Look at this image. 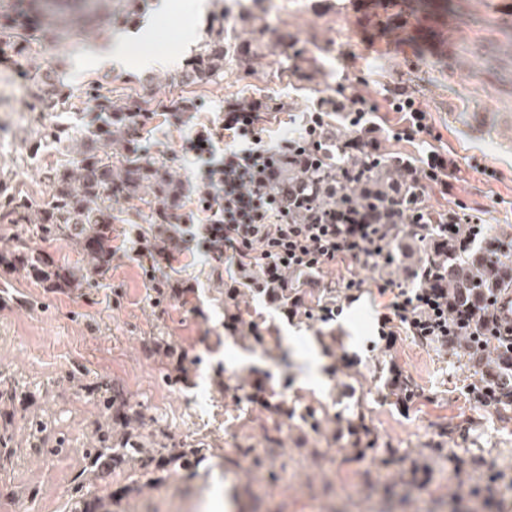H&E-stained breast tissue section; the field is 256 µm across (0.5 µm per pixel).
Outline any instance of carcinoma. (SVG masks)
<instances>
[{
    "instance_id": "1",
    "label": "carcinoma",
    "mask_w": 512,
    "mask_h": 512,
    "mask_svg": "<svg viewBox=\"0 0 512 512\" xmlns=\"http://www.w3.org/2000/svg\"><path fill=\"white\" fill-rule=\"evenodd\" d=\"M99 0H7L0 3V53L23 55L34 39L53 40L74 20L87 26L95 16ZM224 23L211 29L202 50L183 68L180 78L188 83H208L224 76ZM93 115L88 133L72 134L69 127L55 125L48 132L67 152V161L46 172L52 186L49 198L37 200L20 193H9L0 183V256L10 267L33 276L46 288H90L112 269L117 250L113 245L112 223L145 219L139 236L140 246H183L185 232L175 215L184 197L185 187L162 161L154 159L141 141L142 129L154 118L156 110L131 97L114 98L98 82L86 84L83 91ZM37 105L48 104L61 112L74 108L70 92L51 79L31 89ZM329 148L319 155L310 169L297 170L290 177L304 183L326 208L339 206L347 194L341 181L343 168L365 169L379 191L410 185L403 165L367 153L347 156L343 151L345 134L341 129L329 131ZM139 202L133 212L121 218L114 214V204ZM454 242L435 249L428 245L434 232L421 231L409 224L396 225L386 243H401L403 238H416L427 243L420 267L433 266L448 277L449 293L455 303L481 316L488 298L512 287V270L492 261L483 244L470 237V225H459ZM44 241H64L77 254V259L62 266L48 264L45 252L31 245V236ZM448 328L455 332L448 352H459L465 365L478 376L476 391L491 388L496 400L492 408L512 410V399L504 396L499 385L512 379V349L487 329L473 322L461 323L448 316ZM103 420L98 423L95 445L89 452V469L76 477L77 484L69 495L74 508L82 503L86 484L100 477L105 463L119 459L123 448L112 444V409H124L125 425L138 430L149 427L141 411L127 410L123 393L105 387L100 399ZM184 442L169 436L141 459V468L150 469L156 457L161 463L177 464L188 456Z\"/></svg>"
}]
</instances>
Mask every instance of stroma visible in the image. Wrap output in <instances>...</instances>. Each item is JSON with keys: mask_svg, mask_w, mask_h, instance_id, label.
Segmentation results:
<instances>
[{"mask_svg": "<svg viewBox=\"0 0 512 512\" xmlns=\"http://www.w3.org/2000/svg\"><path fill=\"white\" fill-rule=\"evenodd\" d=\"M170 2L166 14L131 23L126 0H103L89 31L66 30L32 45L26 60L0 61V181L36 199L49 196L44 173L64 155L42 129L80 128L88 106L37 111L30 87L51 74L79 94L98 76L79 69L83 54L117 31L150 25V52L175 55V63L151 73L112 71V94L197 103L178 122L156 116L142 139L164 150L187 186L183 212L195 210L201 186L187 143L200 125L221 121L225 100L281 102L265 124L274 144L303 137L307 112L342 80L380 105L373 121H398L385 96L402 82L429 112L435 137L387 138L383 153L409 160L434 147L453 154L460 170L451 193L429 194L426 205H463L484 220L486 235L512 239V0H283L274 19L259 0L243 11L235 0H205L202 13L195 0ZM219 16L248 51H230L215 82L180 83L178 70ZM114 229L119 252L98 287L50 289L0 267V290L22 300L0 308V376L17 387L16 419L0 420V431H11L19 449L0 471V512H68L99 418L95 390L106 383L123 388L153 425L130 435L113 427L127 453L89 486L90 512H512V418L476 402L467 367L406 327L384 345L380 317L393 295L378 290V269H324L310 286L335 284L325 296L335 320H290L258 289L228 298L193 247L173 272L191 289L160 305L131 226ZM350 280L358 286L352 299ZM252 323L262 338L252 336ZM176 350L186 354L180 371ZM344 353L351 366L330 373ZM395 368L412 382L414 398L393 390ZM254 371L270 375L272 391H285L290 414L238 399ZM361 402L375 439L357 454L347 426ZM313 410L326 418L318 431L306 421ZM33 415L50 420V434L23 427L22 418ZM275 418L285 430L270 448L262 427ZM159 431L199 448L195 462L142 470L140 458Z\"/></svg>", "mask_w": 512, "mask_h": 512, "instance_id": "obj_1", "label": "stroma"}]
</instances>
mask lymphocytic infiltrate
Listing matches in <instances>:
<instances>
[{
	"label": "lymphocytic infiltrate",
	"mask_w": 512,
	"mask_h": 512,
	"mask_svg": "<svg viewBox=\"0 0 512 512\" xmlns=\"http://www.w3.org/2000/svg\"><path fill=\"white\" fill-rule=\"evenodd\" d=\"M388 99L401 120L385 128L369 119L377 110L374 103L346 94L344 86H337L331 108L347 119L352 148L377 155L385 137L412 143L432 136L428 112L406 87L394 86ZM277 109L276 101L268 96L246 102L225 100L223 120L197 128L188 144L189 152L201 164V181L206 187L197 202L201 222L195 244L206 255L223 256L225 268L245 271L247 259L252 258L269 281L276 282L285 268L319 270L361 261L383 265L396 256L393 249L381 244L386 225L435 224L441 233L451 234L457 225L481 224V217L464 208L435 210L425 204L427 189L448 193L450 179L459 170L457 159L437 150L408 164L415 188L411 199L395 194L384 206H375L369 201L373 187L367 172L351 169L343 171L342 179L357 198L340 207L327 209L303 190L289 191L285 183L288 166L308 167L325 144V114L318 109L308 114L306 140L272 145L264 137V120ZM219 145L224 148L220 155L215 152ZM292 202L305 203V221L297 223L290 218L288 205ZM422 276L427 287L412 293L399 290L381 325L388 329L400 322L418 340L447 345L448 292L438 273L426 270Z\"/></svg>",
	"instance_id": "1"
}]
</instances>
